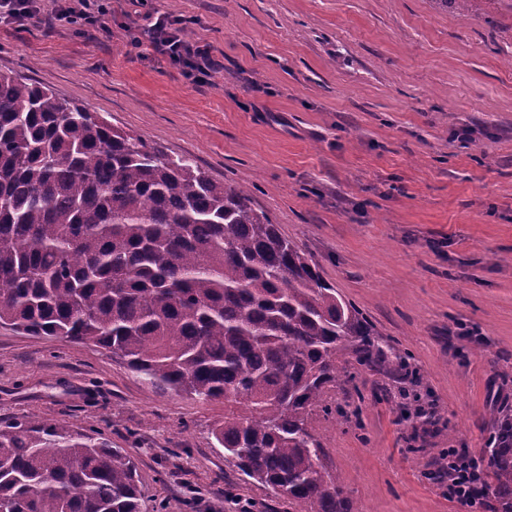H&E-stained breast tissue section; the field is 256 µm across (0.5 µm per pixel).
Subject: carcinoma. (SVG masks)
Instances as JSON below:
<instances>
[{
  "mask_svg": "<svg viewBox=\"0 0 512 512\" xmlns=\"http://www.w3.org/2000/svg\"><path fill=\"white\" fill-rule=\"evenodd\" d=\"M0 327L119 357L165 393L224 401L212 436L294 512H353L310 420L352 363L416 371L254 207L98 113L0 73ZM404 417L419 425L420 394ZM493 512H512V410L492 409ZM121 448L36 415L0 425V512H142Z\"/></svg>",
  "mask_w": 512,
  "mask_h": 512,
  "instance_id": "cac0c4a2",
  "label": "carcinoma"
}]
</instances>
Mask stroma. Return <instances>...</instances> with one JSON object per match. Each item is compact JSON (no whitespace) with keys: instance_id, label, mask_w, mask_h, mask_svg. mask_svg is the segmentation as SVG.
Segmentation results:
<instances>
[{"instance_id":"35a3bbf8","label":"stroma","mask_w":512,"mask_h":512,"mask_svg":"<svg viewBox=\"0 0 512 512\" xmlns=\"http://www.w3.org/2000/svg\"><path fill=\"white\" fill-rule=\"evenodd\" d=\"M187 20L222 67L198 86L111 33L42 19L0 28V70L250 188L418 374L366 367L313 417L357 512H472L431 472L482 455L512 406V0H147ZM469 137H461V129ZM435 406L414 437L403 390ZM107 438L138 466L144 512H292L217 447L224 404L152 388L102 348L0 328V422L31 414Z\"/></svg>"}]
</instances>
